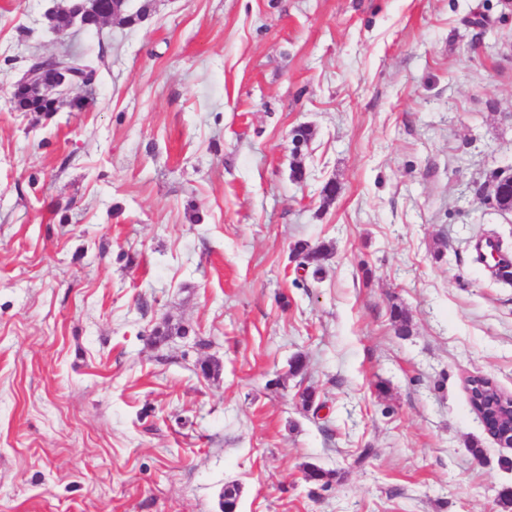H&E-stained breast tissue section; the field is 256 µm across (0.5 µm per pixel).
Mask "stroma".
Returning <instances> with one entry per match:
<instances>
[{
  "mask_svg": "<svg viewBox=\"0 0 512 512\" xmlns=\"http://www.w3.org/2000/svg\"><path fill=\"white\" fill-rule=\"evenodd\" d=\"M53 4L0 0V512H222L228 483L238 512H504L465 381L512 395V274L475 257L512 255V6L153 0L58 35ZM62 52L99 65L83 110L15 111ZM294 250L303 255L304 263L308 267L314 268V273H319L323 270L324 263L330 257V251L325 246H310L305 241L296 242Z\"/></svg>",
  "mask_w": 512,
  "mask_h": 512,
  "instance_id": "stroma-1",
  "label": "stroma"
}]
</instances>
